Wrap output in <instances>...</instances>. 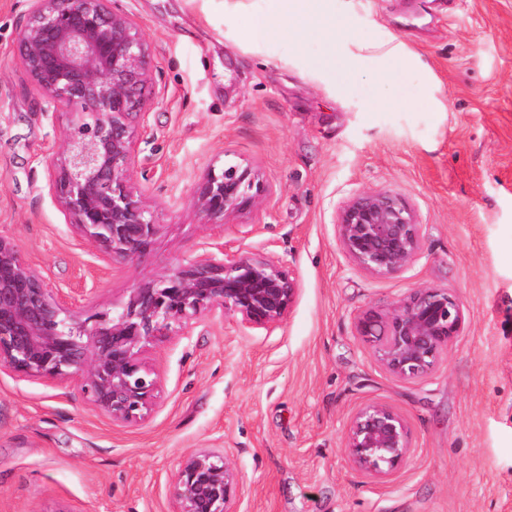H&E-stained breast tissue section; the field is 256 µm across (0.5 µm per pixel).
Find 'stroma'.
<instances>
[{
    "label": "stroma",
    "instance_id": "stroma-1",
    "mask_svg": "<svg viewBox=\"0 0 512 512\" xmlns=\"http://www.w3.org/2000/svg\"><path fill=\"white\" fill-rule=\"evenodd\" d=\"M139 23L156 97L132 182L162 230L116 263L52 191L65 113L37 97L15 52L31 0H0V235L75 319L213 252L284 261L298 281L284 320H192L146 346L160 387L138 424L112 423L77 386L0 367V512H178L184 457L225 451L231 512H512V0H356L354 32L396 34L437 79L440 112L376 109L368 82L302 78L287 41L240 45L223 0H113ZM247 164L267 192L212 224L192 203L211 166ZM361 191L416 213L422 251L398 274L360 268L337 216ZM417 287L445 288L465 327L439 367L397 378L356 316ZM384 405L410 451L356 470L351 416Z\"/></svg>",
    "mask_w": 512,
    "mask_h": 512
}]
</instances>
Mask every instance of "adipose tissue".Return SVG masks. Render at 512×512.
Returning a JSON list of instances; mask_svg holds the SVG:
<instances>
[{"mask_svg":"<svg viewBox=\"0 0 512 512\" xmlns=\"http://www.w3.org/2000/svg\"><path fill=\"white\" fill-rule=\"evenodd\" d=\"M355 0H224V14L239 25L245 43L258 46L285 40L295 57L304 61L305 77L333 79L346 85L365 79L376 101L392 112H409L413 106L399 97L395 88L413 74L423 76V101L432 111H441L436 85L428 65L399 36L378 40L366 33L352 34L347 20ZM322 44L320 56H306L311 40Z\"/></svg>","mask_w":512,"mask_h":512,"instance_id":"ef3b65f1","label":"adipose tissue"}]
</instances>
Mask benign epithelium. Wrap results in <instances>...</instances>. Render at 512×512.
Here are the masks:
<instances>
[{
  "label": "benign epithelium",
  "mask_w": 512,
  "mask_h": 512,
  "mask_svg": "<svg viewBox=\"0 0 512 512\" xmlns=\"http://www.w3.org/2000/svg\"><path fill=\"white\" fill-rule=\"evenodd\" d=\"M17 55L33 90L70 114L52 189L74 226L114 261L144 252L159 233L142 190L131 183L136 133L145 128L155 88L149 48L131 16L112 0H32ZM265 192L251 167L208 168L193 192L211 223L250 206ZM343 251L376 275H394L421 251L412 208L388 192H361L341 209ZM297 294L288 267L268 256L224 247L157 282L135 288L120 311L71 322L40 272L0 237V366L25 376L75 384L113 422L134 425L159 380L144 348L202 316H238L256 328L285 318ZM357 335L384 369L404 380L432 372L464 328L459 300L442 288H414L387 312L367 310ZM346 448L354 466L383 475L409 452V433L391 409L369 404L350 420ZM236 478L226 455L199 450L182 461L173 486L179 512H229Z\"/></svg>",
  "instance_id": "benign-epithelium-1"
}]
</instances>
